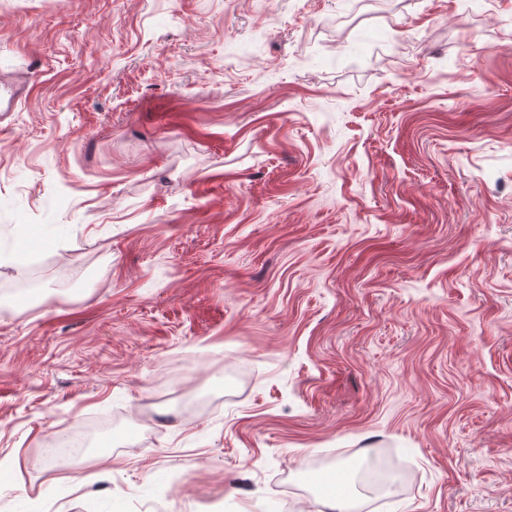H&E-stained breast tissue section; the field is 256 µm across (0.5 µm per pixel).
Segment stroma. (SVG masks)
Segmentation results:
<instances>
[{"instance_id": "stroma-1", "label": "stroma", "mask_w": 512, "mask_h": 512, "mask_svg": "<svg viewBox=\"0 0 512 512\" xmlns=\"http://www.w3.org/2000/svg\"><path fill=\"white\" fill-rule=\"evenodd\" d=\"M15 78L0 512H512V0H0ZM68 441V447H63L59 441L51 439L46 447V453L59 468L77 473L83 447L82 439L71 435Z\"/></svg>"}]
</instances>
